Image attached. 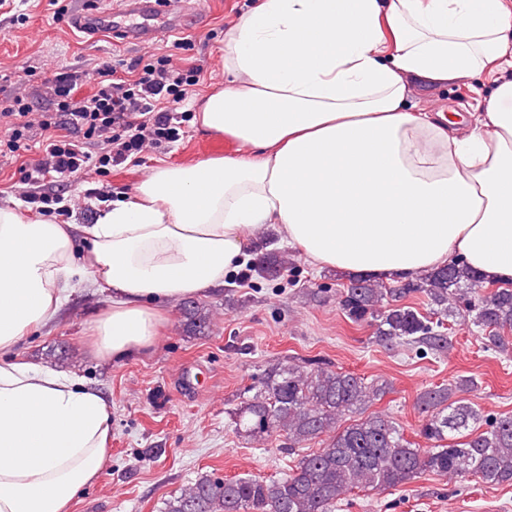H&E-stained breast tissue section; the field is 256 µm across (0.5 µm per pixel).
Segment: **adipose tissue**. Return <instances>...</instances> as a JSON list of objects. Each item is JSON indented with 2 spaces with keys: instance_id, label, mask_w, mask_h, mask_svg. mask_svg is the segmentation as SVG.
I'll list each match as a JSON object with an SVG mask.
<instances>
[{
  "instance_id": "ef3b65f1",
  "label": "adipose tissue",
  "mask_w": 512,
  "mask_h": 512,
  "mask_svg": "<svg viewBox=\"0 0 512 512\" xmlns=\"http://www.w3.org/2000/svg\"><path fill=\"white\" fill-rule=\"evenodd\" d=\"M224 74L196 119L244 153L154 169L80 230L0 207V512H69L110 459L101 392L12 355L74 282L108 293L90 335L116 360L267 224L316 268L410 279L460 257L512 283V0H259ZM483 74L478 117L409 108L412 81Z\"/></svg>"
}]
</instances>
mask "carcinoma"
I'll use <instances>...</instances> for the list:
<instances>
[{
    "instance_id": "carcinoma-1",
    "label": "carcinoma",
    "mask_w": 512,
    "mask_h": 512,
    "mask_svg": "<svg viewBox=\"0 0 512 512\" xmlns=\"http://www.w3.org/2000/svg\"><path fill=\"white\" fill-rule=\"evenodd\" d=\"M288 265V257L275 252L253 262L269 278ZM415 293L424 294L437 314L454 306L458 315L487 333V349L508 353L512 288L483 291L481 277L460 260L397 285L354 277L340 290V304L353 322L374 323L379 345L449 348L448 337L435 330L430 318L396 303ZM183 312L191 331L209 327L204 307L191 302ZM470 385L471 380L459 379L420 397L424 418L419 435L427 443L420 448L386 414L367 413L389 392L388 384L367 382L324 364H270L251 387L254 394L234 414L237 433L258 443L278 440L290 451L316 439L322 448L301 456L295 469L277 480L201 476L167 499L164 512H335L354 489L397 488L428 472L511 485L512 415L487 418L471 404L453 400Z\"/></svg>"
}]
</instances>
